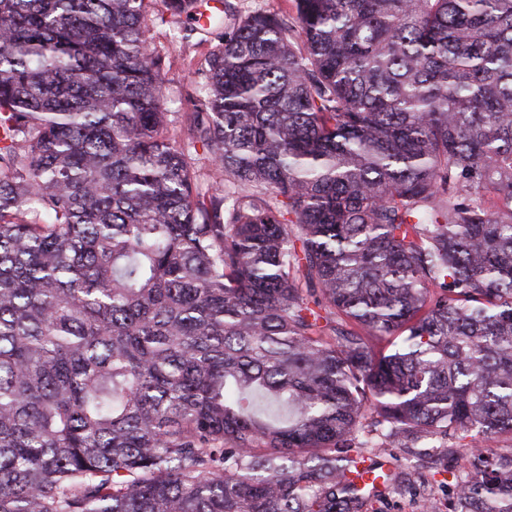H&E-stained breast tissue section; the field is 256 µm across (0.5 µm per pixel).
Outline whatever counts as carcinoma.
Instances as JSON below:
<instances>
[{
  "mask_svg": "<svg viewBox=\"0 0 512 512\" xmlns=\"http://www.w3.org/2000/svg\"><path fill=\"white\" fill-rule=\"evenodd\" d=\"M150 4L0 0V512H364L431 434L512 512V0L249 14L175 121Z\"/></svg>",
  "mask_w": 512,
  "mask_h": 512,
  "instance_id": "carcinoma-1",
  "label": "carcinoma"
}]
</instances>
